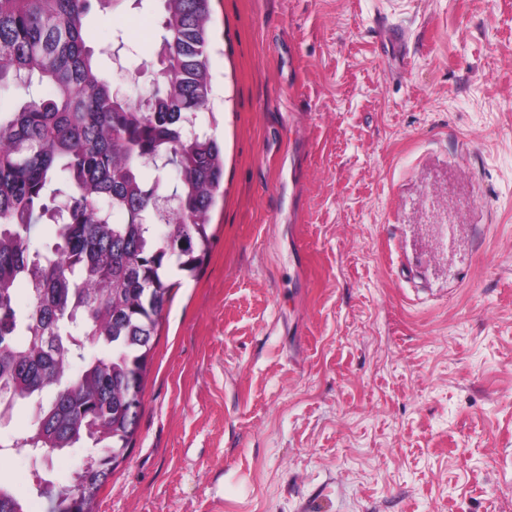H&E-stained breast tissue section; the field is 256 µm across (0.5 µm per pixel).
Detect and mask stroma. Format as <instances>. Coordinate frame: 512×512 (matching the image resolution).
<instances>
[{"instance_id": "obj_1", "label": "stroma", "mask_w": 512, "mask_h": 512, "mask_svg": "<svg viewBox=\"0 0 512 512\" xmlns=\"http://www.w3.org/2000/svg\"><path fill=\"white\" fill-rule=\"evenodd\" d=\"M224 199L98 512H512V0H212ZM160 0H94L114 70ZM86 451H0L49 512Z\"/></svg>"}]
</instances>
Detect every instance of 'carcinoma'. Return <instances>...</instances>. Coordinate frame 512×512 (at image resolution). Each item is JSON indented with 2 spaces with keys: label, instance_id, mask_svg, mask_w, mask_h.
Listing matches in <instances>:
<instances>
[{
  "label": "carcinoma",
  "instance_id": "carcinoma-1",
  "mask_svg": "<svg viewBox=\"0 0 512 512\" xmlns=\"http://www.w3.org/2000/svg\"><path fill=\"white\" fill-rule=\"evenodd\" d=\"M162 2L133 98L88 45L92 0H0V422L33 406L11 445L31 457L95 448L70 479L78 512L128 457L163 312L208 259L224 197V147L200 120L211 0ZM0 512H29L1 482Z\"/></svg>",
  "mask_w": 512,
  "mask_h": 512
}]
</instances>
